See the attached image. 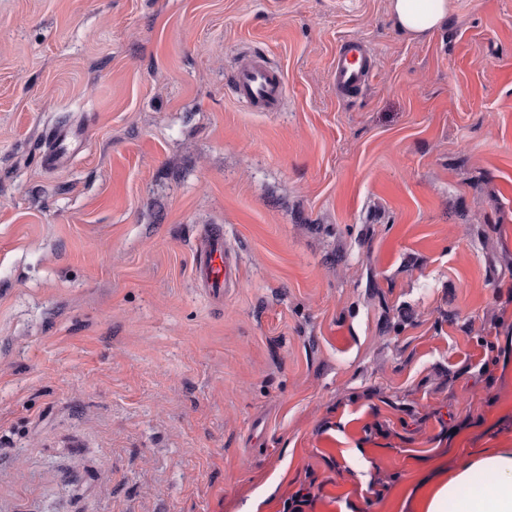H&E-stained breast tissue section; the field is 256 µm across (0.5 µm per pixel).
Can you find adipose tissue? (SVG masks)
I'll return each instance as SVG.
<instances>
[{
	"instance_id": "ef3b65f1",
	"label": "adipose tissue",
	"mask_w": 512,
	"mask_h": 512,
	"mask_svg": "<svg viewBox=\"0 0 512 512\" xmlns=\"http://www.w3.org/2000/svg\"><path fill=\"white\" fill-rule=\"evenodd\" d=\"M389 14L410 39L421 40L445 26L450 0H388ZM481 473L482 485L472 483ZM423 512H512V448L485 449L438 485Z\"/></svg>"
}]
</instances>
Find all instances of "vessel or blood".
<instances>
[{
	"instance_id": "b4317fda",
	"label": "vessel or blood",
	"mask_w": 512,
	"mask_h": 512,
	"mask_svg": "<svg viewBox=\"0 0 512 512\" xmlns=\"http://www.w3.org/2000/svg\"><path fill=\"white\" fill-rule=\"evenodd\" d=\"M375 67L363 40L348 38L336 48L330 68V81L339 98L353 97L366 88ZM234 92L237 99L254 112H277L286 96L287 86L281 70L262 57L252 56L236 69ZM199 284L209 294L223 297L237 280L239 256L222 230H206L195 247Z\"/></svg>"
}]
</instances>
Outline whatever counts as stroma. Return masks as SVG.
I'll return each mask as SVG.
<instances>
[{"label": "stroma", "instance_id": "obj_1", "mask_svg": "<svg viewBox=\"0 0 512 512\" xmlns=\"http://www.w3.org/2000/svg\"><path fill=\"white\" fill-rule=\"evenodd\" d=\"M451 5L0 0V512H421L512 448V0ZM450 0H389L388 10L398 29L421 40L448 24ZM374 70L363 40H343L336 48L330 68V81L337 97L346 99L361 92L371 83ZM234 92L253 112H279L287 86L281 70L262 57L251 56L236 69ZM194 250L199 284L209 294L223 297L224 289L231 288L237 281L239 255L219 228L206 230Z\"/></svg>", "mask_w": 512, "mask_h": 512}]
</instances>
